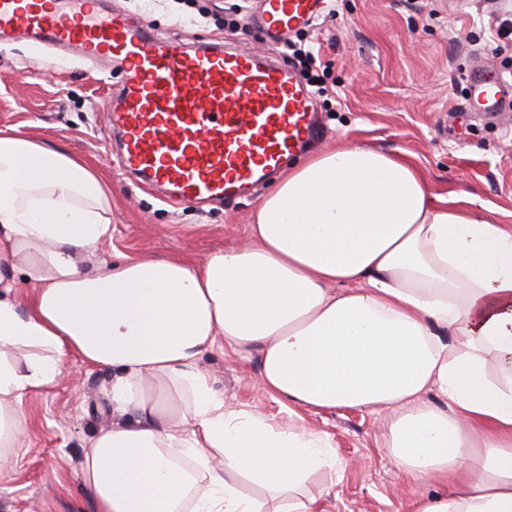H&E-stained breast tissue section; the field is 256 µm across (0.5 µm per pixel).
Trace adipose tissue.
<instances>
[{
	"mask_svg": "<svg viewBox=\"0 0 512 512\" xmlns=\"http://www.w3.org/2000/svg\"><path fill=\"white\" fill-rule=\"evenodd\" d=\"M112 232L95 171L0 135V470L24 442L23 398L72 355L111 370L122 417L80 458L96 512H324L333 486L301 490L344 466L328 434L225 404L201 365L221 342L257 353L286 412L391 410L379 446L400 472L459 485L416 512H512V226L431 194L400 155L344 143L290 171L246 241L201 260L104 269Z\"/></svg>",
	"mask_w": 512,
	"mask_h": 512,
	"instance_id": "ef3b65f1",
	"label": "adipose tissue"
}]
</instances>
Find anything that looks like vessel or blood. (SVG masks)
Instances as JSON below:
<instances>
[{
	"mask_svg": "<svg viewBox=\"0 0 512 512\" xmlns=\"http://www.w3.org/2000/svg\"><path fill=\"white\" fill-rule=\"evenodd\" d=\"M323 0H263L268 39L313 24ZM25 35L93 66L118 64L108 98L110 147L137 182L161 199L196 201L246 193L277 173L319 132L313 95L266 55L219 43L189 44L155 32L100 0H0V38ZM479 108L505 87L468 75Z\"/></svg>",
	"mask_w": 512,
	"mask_h": 512,
	"instance_id": "obj_1",
	"label": "vessel or blood"
}]
</instances>
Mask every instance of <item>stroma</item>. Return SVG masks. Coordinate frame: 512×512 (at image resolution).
Instances as JSON below:
<instances>
[{
    "label": "stroma",
    "instance_id": "obj_1",
    "mask_svg": "<svg viewBox=\"0 0 512 512\" xmlns=\"http://www.w3.org/2000/svg\"><path fill=\"white\" fill-rule=\"evenodd\" d=\"M112 9L138 17L177 37L228 43L294 64L293 48H313L326 67L312 74L328 89L317 99L322 136L289 160L297 167L344 141L406 152L426 176L432 194L463 196L468 206L512 225V107L484 112L469 103L464 79L477 69L512 83V0H327L309 29L292 33L290 47L268 41L254 23L259 0H195L183 16L178 0H112ZM122 75L99 80L75 61L35 62L21 35L0 44V134L44 140L94 167L112 186V244L118 254L177 256L191 260L243 242L251 217L277 185L270 178L246 196L206 204L170 203L133 187L109 152L103 103ZM202 364L227 404L258 409L287 422L279 403L258 386L257 355L216 345ZM68 379L26 396L23 447L11 453L0 479V512H95L78 477L88 441L116 421L104 393L112 373L64 360ZM388 412L339 408L304 416L329 433L346 466L316 474L306 494L333 484L327 512H414L424 496L446 484L405 481L377 446Z\"/></svg>",
    "mask_w": 512,
    "mask_h": 512
}]
</instances>
